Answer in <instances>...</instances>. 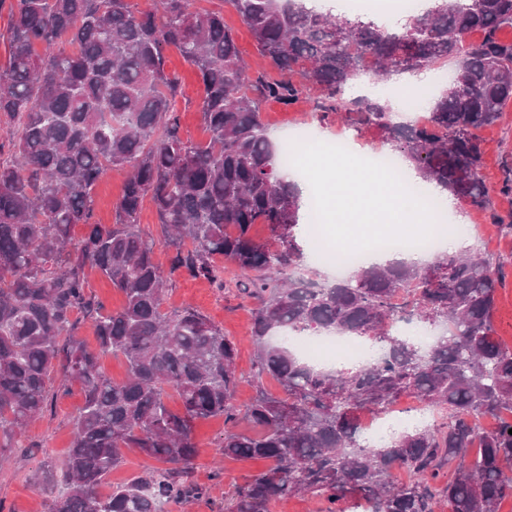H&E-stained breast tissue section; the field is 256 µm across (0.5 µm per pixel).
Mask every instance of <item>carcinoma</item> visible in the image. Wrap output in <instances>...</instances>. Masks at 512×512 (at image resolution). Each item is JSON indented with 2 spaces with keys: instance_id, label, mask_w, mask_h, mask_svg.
<instances>
[{
  "instance_id": "carcinoma-1",
  "label": "carcinoma",
  "mask_w": 512,
  "mask_h": 512,
  "mask_svg": "<svg viewBox=\"0 0 512 512\" xmlns=\"http://www.w3.org/2000/svg\"><path fill=\"white\" fill-rule=\"evenodd\" d=\"M222 2L279 77L251 73L224 11L194 0H0L9 18L0 130L10 144L0 151V465L26 424L52 408L56 381L64 391L78 384L83 405L48 512H164L203 497L188 478L193 422L214 416L224 417V457L267 462L224 512H269L275 500L309 493L324 512H345L350 498L365 512H500L512 498V347L492 323L502 266L448 253L426 266H361L334 282L302 273L301 204L280 176L260 104L293 105L316 89L319 121L344 112L356 129H377L421 178L488 210L480 132L512 101V40L500 36L512 28V0H442L394 24L303 0ZM171 46L202 84L205 144L181 133L180 79L164 68ZM367 57L385 76L449 60L457 69L427 119L401 123L390 105L350 95ZM112 167L129 174L114 223L95 224L92 188ZM147 201L172 252L166 265L139 222ZM256 224L273 242L252 235ZM217 256L247 273L254 363L283 391L262 392L242 411L233 404L237 345L191 305L163 310L176 274L223 282ZM88 266L123 292L119 310L100 311ZM82 317L94 349L75 335ZM414 319L441 328L427 349L388 333ZM279 330L359 336L384 357L319 368L265 342ZM107 354L124 358L123 381L102 371ZM170 392L181 410L168 406ZM403 397L441 420L362 445L363 417ZM484 417L499 423L487 429ZM126 449L164 467L102 493ZM394 469L411 479L394 481Z\"/></svg>"
}]
</instances>
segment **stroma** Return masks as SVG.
Wrapping results in <instances>:
<instances>
[{
    "mask_svg": "<svg viewBox=\"0 0 512 512\" xmlns=\"http://www.w3.org/2000/svg\"><path fill=\"white\" fill-rule=\"evenodd\" d=\"M165 67L178 75L182 95L179 99V124L183 135L197 142H207L209 133L199 112L201 84L194 68L175 48L165 51ZM316 91H309L292 106L275 101L262 106V118L267 133L274 141L292 137L296 129L311 127L316 136L333 140L342 135H354L361 146L371 154L386 153L376 132L353 133L350 126L340 121L319 122L313 110ZM482 174L489 189L493 208L503 216L512 214V196L500 194L506 173L512 172V102L508 103L501 119L484 128ZM126 173L110 169L103 174L93 189V220L98 224L114 221V204L121 192ZM468 237L475 255L492 257L506 265V285L497 292L493 324L497 336L512 346V232L490 221L484 213L469 211ZM243 275L232 263L224 265V282L215 284L205 279L174 276L168 286L164 307L176 310L193 305L223 328L224 333L238 346V372L242 382L235 403L245 407L257 392L280 394L277 380L258 375L254 365L255 342L251 336L252 300L239 286ZM82 405L79 386H71L59 393L51 412L32 422L19 439V445L10 449L11 463L0 467V512H47L62 480L66 453L73 437L72 420ZM193 435L199 454L193 472L196 485L206 494L189 507L169 504L165 512H224V496L242 485L261 469L253 460L222 459L220 443L224 437V420L213 417L195 421Z\"/></svg>",
    "mask_w": 512,
    "mask_h": 512,
    "instance_id": "stroma-1",
    "label": "stroma"
}]
</instances>
